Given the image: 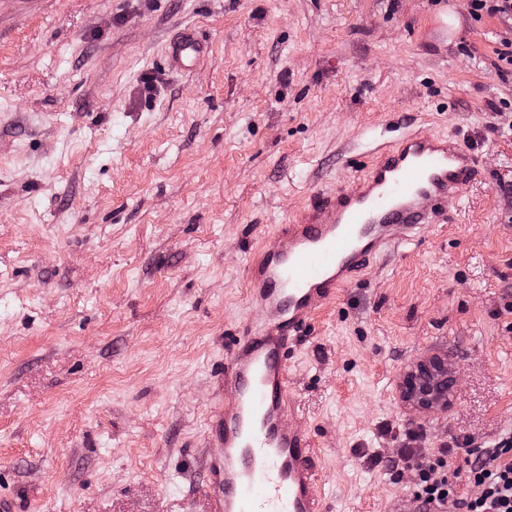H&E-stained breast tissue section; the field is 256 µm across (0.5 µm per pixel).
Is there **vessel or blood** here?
I'll return each mask as SVG.
<instances>
[{
	"label": "vessel or blood",
	"mask_w": 512,
	"mask_h": 512,
	"mask_svg": "<svg viewBox=\"0 0 512 512\" xmlns=\"http://www.w3.org/2000/svg\"><path fill=\"white\" fill-rule=\"evenodd\" d=\"M199 52L185 37L168 50L178 68ZM477 173L456 136L410 131L269 238L250 271V300L263 320L232 337L214 367L226 395L206 431L221 450L206 463L210 512H326L311 440L287 424L294 345L327 300L437 223L441 204Z\"/></svg>",
	"instance_id": "obj_1"
}]
</instances>
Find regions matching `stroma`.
<instances>
[{"instance_id": "stroma-1", "label": "stroma", "mask_w": 512, "mask_h": 512, "mask_svg": "<svg viewBox=\"0 0 512 512\" xmlns=\"http://www.w3.org/2000/svg\"><path fill=\"white\" fill-rule=\"evenodd\" d=\"M193 32L201 65L172 70ZM512 25L466 0H0V496L209 512L208 417L260 239L404 132L480 177L315 314L288 368L328 512H398L389 457L512 433ZM448 358V407L400 384Z\"/></svg>"}]
</instances>
